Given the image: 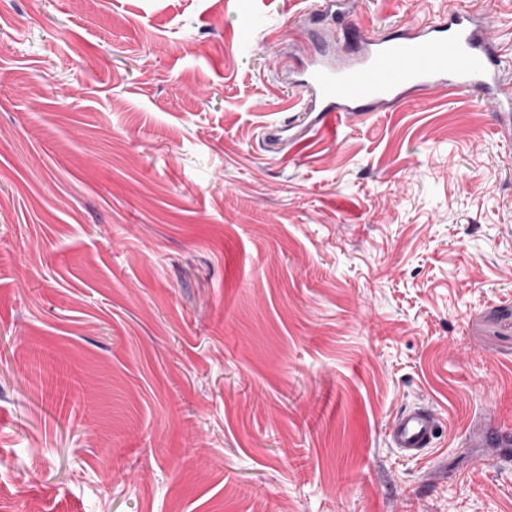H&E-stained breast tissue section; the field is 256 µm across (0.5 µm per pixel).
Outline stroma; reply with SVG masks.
Listing matches in <instances>:
<instances>
[{
    "mask_svg": "<svg viewBox=\"0 0 512 512\" xmlns=\"http://www.w3.org/2000/svg\"><path fill=\"white\" fill-rule=\"evenodd\" d=\"M512 0H0V512H512V146L412 92L282 157L311 28ZM438 413L403 455L401 409ZM440 420L428 407L403 409L392 420L390 442L412 457L424 456L435 444ZM508 433L509 431H506L505 427L499 426L491 418H488L471 431L469 438L471 442L479 444L482 448H505Z\"/></svg>",
    "mask_w": 512,
    "mask_h": 512,
    "instance_id": "35a3bbf8",
    "label": "stroma"
}]
</instances>
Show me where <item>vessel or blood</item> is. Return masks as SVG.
Segmentation results:
<instances>
[{
  "label": "vessel or blood",
  "instance_id": "obj_1",
  "mask_svg": "<svg viewBox=\"0 0 512 512\" xmlns=\"http://www.w3.org/2000/svg\"><path fill=\"white\" fill-rule=\"evenodd\" d=\"M349 38L356 47L352 55L339 56L316 44L306 64L289 75L302 94L303 106L264 126L268 148L284 153L307 142L309 134L335 135L342 125L365 118L376 108L436 88L479 92L491 106L497 134L512 143V86L501 82V61L480 17L452 10L429 25L386 36L353 30ZM439 427L430 408H408L393 418L390 442L405 454L420 457L434 446ZM511 437L490 419L470 433L472 442L491 449L505 447Z\"/></svg>",
  "mask_w": 512,
  "mask_h": 512
}]
</instances>
